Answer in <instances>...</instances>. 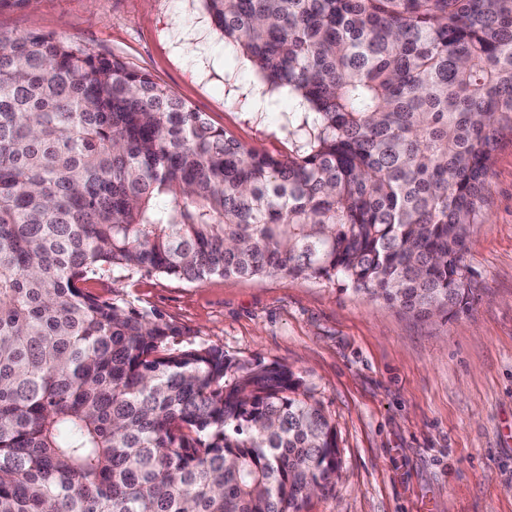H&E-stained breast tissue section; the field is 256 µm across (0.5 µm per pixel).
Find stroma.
Returning <instances> with one entry per match:
<instances>
[{"mask_svg": "<svg viewBox=\"0 0 512 512\" xmlns=\"http://www.w3.org/2000/svg\"><path fill=\"white\" fill-rule=\"evenodd\" d=\"M0 33H40L151 75L247 147L292 145L251 63L224 45L202 0H24ZM486 223L463 261L468 307L417 319L338 282L135 272L93 292L159 310L190 340L288 365L336 425L341 477L304 512H512V142L494 154Z\"/></svg>", "mask_w": 512, "mask_h": 512, "instance_id": "obj_1", "label": "stroma"}]
</instances>
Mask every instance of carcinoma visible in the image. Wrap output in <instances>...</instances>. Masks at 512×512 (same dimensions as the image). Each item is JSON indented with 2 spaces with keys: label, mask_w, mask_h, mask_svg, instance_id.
<instances>
[{
  "label": "carcinoma",
  "mask_w": 512,
  "mask_h": 512,
  "mask_svg": "<svg viewBox=\"0 0 512 512\" xmlns=\"http://www.w3.org/2000/svg\"><path fill=\"white\" fill-rule=\"evenodd\" d=\"M293 148L249 149L147 73L0 35V512H301L336 427L288 366L185 339L92 280L341 281L412 317L463 262L512 136V0H203Z\"/></svg>",
  "instance_id": "carcinoma-1"
}]
</instances>
